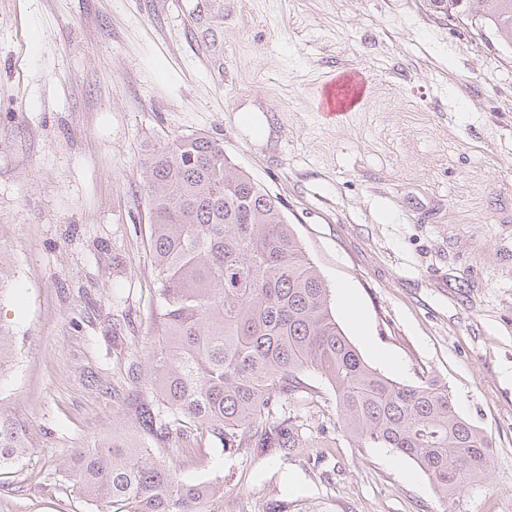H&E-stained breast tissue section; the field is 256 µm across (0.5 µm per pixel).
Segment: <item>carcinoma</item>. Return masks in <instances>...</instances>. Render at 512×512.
I'll return each mask as SVG.
<instances>
[{
  "label": "carcinoma",
  "instance_id": "obj_1",
  "mask_svg": "<svg viewBox=\"0 0 512 512\" xmlns=\"http://www.w3.org/2000/svg\"><path fill=\"white\" fill-rule=\"evenodd\" d=\"M473 0H429L463 14ZM480 21L512 46V0H479ZM142 191L150 204L159 288L148 368L152 395L136 402L134 429L77 451L68 477L101 512H218L224 484L189 483L164 460L172 438L206 433L223 450L313 447L288 400L330 384L344 432L357 447L414 461L444 500L490 468L491 439L459 415L434 381H393L344 334L330 289L279 200L204 134L177 135L148 151ZM26 428L0 416V475L26 459Z\"/></svg>",
  "mask_w": 512,
  "mask_h": 512
}]
</instances>
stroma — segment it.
<instances>
[{
    "label": "stroma",
    "instance_id": "obj_1",
    "mask_svg": "<svg viewBox=\"0 0 512 512\" xmlns=\"http://www.w3.org/2000/svg\"><path fill=\"white\" fill-rule=\"evenodd\" d=\"M366 75L339 120L317 107ZM203 133L283 205L373 368L445 385L492 441L488 473L442 501L417 464L346 437L332 389L299 396L315 442L225 452L175 438L224 512H512V53L428 0H0V327L16 355L0 415L27 428L0 512H96L64 477L146 395L158 281L146 150ZM349 289L367 326L346 314ZM366 83V78L359 72L332 75L321 89L320 113L330 118L347 115L363 102Z\"/></svg>",
    "mask_w": 512,
    "mask_h": 512
}]
</instances>
